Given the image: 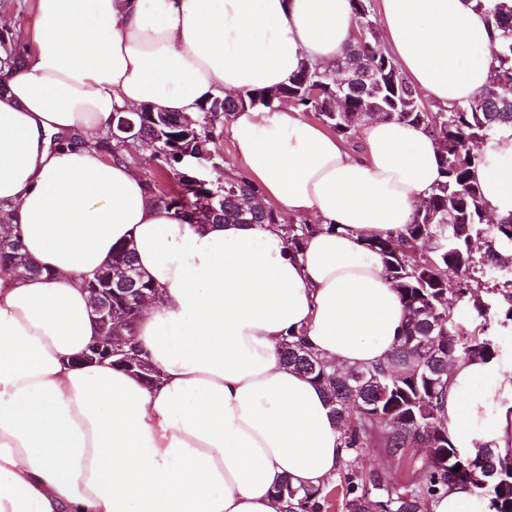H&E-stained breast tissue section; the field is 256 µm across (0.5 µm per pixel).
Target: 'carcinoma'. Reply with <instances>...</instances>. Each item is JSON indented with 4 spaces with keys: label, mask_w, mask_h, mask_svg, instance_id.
I'll return each instance as SVG.
<instances>
[{
    "label": "carcinoma",
    "mask_w": 512,
    "mask_h": 512,
    "mask_svg": "<svg viewBox=\"0 0 512 512\" xmlns=\"http://www.w3.org/2000/svg\"><path fill=\"white\" fill-rule=\"evenodd\" d=\"M354 20L367 18L371 27L364 42L350 43L338 60L363 68L383 70L381 83L353 80L336 102L337 89L328 77L330 67L306 64L276 87L288 103L312 112L328 129L346 137L351 130L380 111L384 119L423 126L436 141L444 180L430 198L429 207L412 212L396 238H376L367 247L382 260L387 278L398 292L405 310L404 331L385 365L338 371L310 350L301 337L288 336L280 347L282 361L320 385L341 429L347 453L338 471L342 512H429L430 501L441 491L471 483L491 497L496 512H512V460L502 459L490 448L469 455L457 448L441 416V400L448 388V363L470 357H495L490 339L484 336L493 304L479 296L471 283L512 250V213L485 224L487 206L471 169L484 162L481 146L493 136H512V0H472L473 7L491 21L490 38L498 65L475 100L466 106L431 111L410 86L395 59L377 45L376 20L371 0H350ZM267 90L247 91L237 99L224 100V116L248 107L273 109L281 101L266 99ZM164 141L156 142L151 126L142 128L137 149L161 163L159 174H179L178 162L163 151L170 142H205L215 151L220 134L215 126L184 129L162 126ZM169 192L156 193L157 181L147 183L149 192L165 208H173L193 224L214 213L212 222L224 224H272L275 210L252 183L224 181V201L212 199L213 185L193 183ZM312 225L285 224L282 231L293 252L301 251ZM486 240L480 254L472 241ZM16 264L20 276L41 270L23 252L16 227L0 228V264ZM126 270L137 276L145 291L153 285L136 267L133 248L126 243L112 247L110 260L85 278L90 282L101 271ZM470 311L473 330L455 319L453 306ZM380 440L389 458L405 462L411 448L427 455L410 480L392 483L386 474L365 471L359 465L365 449ZM460 467L455 472L453 468ZM276 497L288 504V512H328L327 487L298 488L285 480Z\"/></svg>",
    "instance_id": "carcinoma-1"
}]
</instances>
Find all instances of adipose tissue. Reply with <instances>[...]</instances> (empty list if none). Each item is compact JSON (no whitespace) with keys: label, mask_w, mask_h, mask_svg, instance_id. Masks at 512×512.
I'll list each match as a JSON object with an SVG mask.
<instances>
[{"label":"adipose tissue","mask_w":512,"mask_h":512,"mask_svg":"<svg viewBox=\"0 0 512 512\" xmlns=\"http://www.w3.org/2000/svg\"><path fill=\"white\" fill-rule=\"evenodd\" d=\"M384 46L435 104H469L497 60L470 0H382ZM355 27L350 0H35L31 48L0 52V221L42 273L0 278V512H285L283 480L322 487L346 452L321 388L279 347L303 332L342 369L386 363L404 308L366 241L397 236L440 181L424 128L364 122L360 152L292 105L248 108L230 129L278 213L315 229L300 252L276 224L189 223L155 201L102 138L142 105L192 115L217 96L328 66ZM474 178L512 212V137ZM134 247L157 294L134 336L152 387L109 363L75 365L99 331L84 278ZM492 360L448 372L456 447L512 457V404L485 415ZM431 512H494L455 485Z\"/></svg>","instance_id":"obj_1"}]
</instances>
